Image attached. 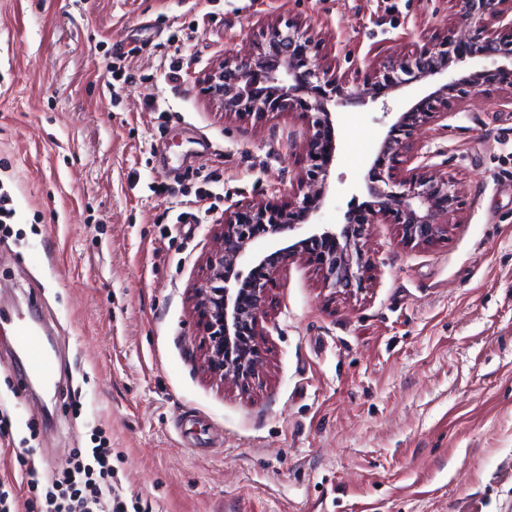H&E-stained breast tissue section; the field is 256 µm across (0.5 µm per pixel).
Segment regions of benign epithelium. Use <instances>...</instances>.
Returning a JSON list of instances; mask_svg holds the SVG:
<instances>
[{
	"mask_svg": "<svg viewBox=\"0 0 512 512\" xmlns=\"http://www.w3.org/2000/svg\"><path fill=\"white\" fill-rule=\"evenodd\" d=\"M459 7L457 28L436 49L416 48L394 67L375 71L363 81L330 77L309 56L310 41L292 23L274 25L266 42L240 63L226 65L207 78V92L224 103V111L261 117L269 112L298 108L315 112V133L304 147L309 168L303 199L287 208L239 206L224 215L216 234L217 247L206 264L202 284L194 289V309L204 334V371L212 378L249 385L263 365L261 321L268 298L270 270L279 262L307 255L324 286L350 293L361 289L373 267L364 249L370 227L394 224L405 245L430 242L443 231L442 219L457 209L459 192L453 181L427 165L397 179L400 135L420 126L432 112L448 109V95H462L484 83L512 88V67L479 71L454 79L402 113L381 143L367 179L370 201L347 215L341 232L310 224L325 198L326 167L332 161L331 113L327 103L375 101L403 83L402 76L425 78L448 70L450 62L466 56L503 55L512 59V39L491 28L512 30V0H453ZM305 229L312 234L280 249L254 265L248 275L228 271L250 256L259 237Z\"/></svg>",
	"mask_w": 512,
	"mask_h": 512,
	"instance_id": "7a95c632",
	"label": "benign epithelium"
}]
</instances>
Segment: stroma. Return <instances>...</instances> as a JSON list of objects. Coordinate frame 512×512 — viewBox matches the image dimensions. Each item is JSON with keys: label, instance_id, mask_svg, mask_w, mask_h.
<instances>
[{"label": "stroma", "instance_id": "obj_1", "mask_svg": "<svg viewBox=\"0 0 512 512\" xmlns=\"http://www.w3.org/2000/svg\"><path fill=\"white\" fill-rule=\"evenodd\" d=\"M454 20L449 0H0V188L16 210L0 307L37 318L52 371L31 391L0 323V482L21 484L15 449L49 474L99 429L123 495L154 512H512L511 91L451 97L404 140L397 177L426 159L456 182L439 237L406 246L374 225V268L349 295L307 259L277 265L249 388L204 372L192 301L225 211L302 198L313 133L297 110L226 113L208 74L292 22L324 69L362 79ZM133 46L131 79L111 82L113 52ZM505 63L466 57L329 104L315 223L343 227L367 201L401 113ZM200 168L223 198L177 223Z\"/></svg>", "mask_w": 512, "mask_h": 512}]
</instances>
